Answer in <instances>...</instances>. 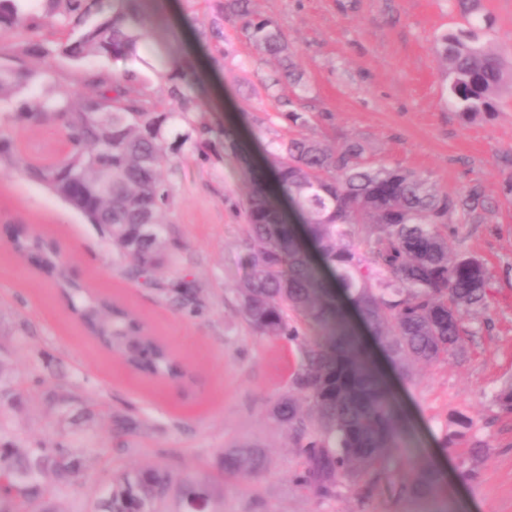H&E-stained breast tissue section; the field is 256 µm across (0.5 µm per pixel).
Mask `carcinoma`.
I'll return each mask as SVG.
<instances>
[{
  "label": "carcinoma",
  "mask_w": 512,
  "mask_h": 512,
  "mask_svg": "<svg viewBox=\"0 0 512 512\" xmlns=\"http://www.w3.org/2000/svg\"><path fill=\"white\" fill-rule=\"evenodd\" d=\"M254 0H217L201 41L221 39L224 21L241 22L245 39L278 65L261 82L291 123L288 136L269 141L262 153L271 180L256 176L247 145L234 128L224 129V157L241 163L248 192L245 248L250 273L236 288L242 315L256 332L299 343L301 359L292 389L279 398L271 417L303 440L297 484L324 498L348 483L357 495H387L394 501L428 499L444 476L434 460L409 452V473L383 476L385 455L408 444L410 426L357 331V316L376 339L393 369L412 377L417 364L448 359L462 349L465 318L487 307L491 276L484 260L453 246L452 216L473 218L485 209L482 186L448 195L429 178L402 167L374 163L358 141L335 145L308 136L311 118L293 110L296 100L274 96L286 82L303 89L288 39ZM462 23L436 39L446 66L448 103L469 122L498 111L500 92L512 84L504 58L512 53L489 45L492 15L481 0H448ZM57 21L68 36L45 55H62L77 65L89 58L144 62L147 32L137 0H0V37L41 29ZM156 84L179 101L176 111H159L152 86L136 70L127 84L112 86L108 73L86 68L83 80L94 95L60 91L31 110L20 105L0 113V163L13 153L3 127L16 122H53L68 145L65 157L30 164L26 176L46 185L79 211L126 259L124 274L155 284L161 260V215L173 205L165 179L174 156L188 148L200 155L215 145L206 119L209 102L185 68L162 59L151 68ZM30 80V74L0 65V101ZM12 243L54 275L71 309L101 344L137 371L159 379L184 376L170 350L125 309L74 279L55 248L18 231ZM267 456L257 444L224 451L223 469L246 477L262 471ZM47 467L62 479L77 475L82 460L59 443L21 447L0 441V512H52L41 482ZM172 476L145 469L121 476L96 503L95 512H158Z\"/></svg>",
  "instance_id": "carcinoma-1"
}]
</instances>
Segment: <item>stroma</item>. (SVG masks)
Listing matches in <instances>:
<instances>
[{
  "instance_id": "obj_1",
  "label": "stroma",
  "mask_w": 512,
  "mask_h": 512,
  "mask_svg": "<svg viewBox=\"0 0 512 512\" xmlns=\"http://www.w3.org/2000/svg\"><path fill=\"white\" fill-rule=\"evenodd\" d=\"M142 0L147 51L202 58L226 52L216 74L233 109L209 113L213 125L236 126L238 108L262 141L284 135L276 102L255 95L274 70L239 34L224 25L220 42L198 43L194 31L210 18L215 0H169L157 13ZM258 15L283 31L304 74L299 111L312 113L311 135L334 144L355 138L373 161L415 171L458 194L473 182L484 187L486 212L455 217V248L483 259L491 272L488 308L468 321L465 352L419 366L413 378L392 376L416 451L437 457L446 485L428 500L378 497L358 502L340 486L325 499L294 476L303 467L296 435L270 410L291 389L300 360L296 342L257 334L244 320L235 288L248 271L240 166L223 156L178 155L167 177L175 201L162 222L168 256L156 287L129 280L125 260L98 229L46 186L28 180L30 163L63 156L66 144L53 124L9 125L11 165L0 173V380L16 400L0 404V439L19 445L66 441L84 459L68 482L45 472L53 512H92L119 476L157 468L173 477L161 512H190L181 495L185 479L212 486L206 512H512V414L493 404L512 383V94L490 118L463 123L448 109V79L433 51L436 36L460 18L448 0H255ZM48 23L35 33L0 40V64L31 71L18 98L37 108L61 90L92 93L82 67L38 47L65 40ZM53 241L73 276L131 309L168 343L189 378L180 384L130 372L115 353L89 336L71 315L52 280L9 239L16 229ZM196 286L192 303L178 305L169 285ZM70 389L77 400L58 414L51 396ZM473 423L451 449L445 435L459 416ZM483 452L471 457L472 442ZM256 442L269 451L266 468L247 478L222 474L225 449ZM476 477L463 481L459 472Z\"/></svg>"
}]
</instances>
